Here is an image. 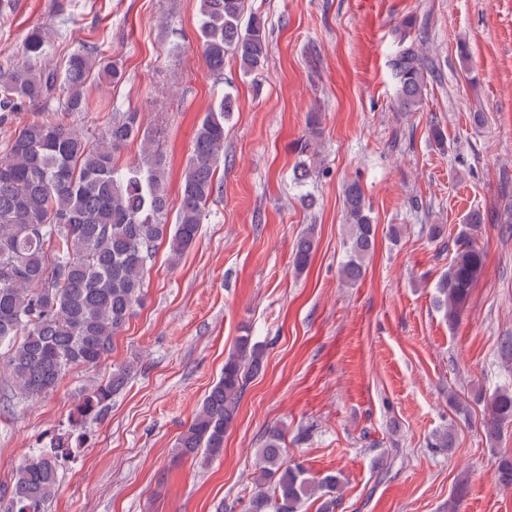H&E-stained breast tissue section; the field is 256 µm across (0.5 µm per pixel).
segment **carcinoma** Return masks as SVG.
Returning <instances> with one entry per match:
<instances>
[{
    "label": "carcinoma",
    "mask_w": 512,
    "mask_h": 512,
    "mask_svg": "<svg viewBox=\"0 0 512 512\" xmlns=\"http://www.w3.org/2000/svg\"><path fill=\"white\" fill-rule=\"evenodd\" d=\"M246 10V0H200L204 61L216 76L224 73L228 54L246 75L264 66L265 24L245 16ZM415 25L412 17L401 21L398 50L390 61L401 112L419 111L429 72L423 48L407 37ZM45 54V37L34 28L21 53L0 64V125L18 122L0 158V381L23 400L54 392L76 366L102 363L143 302L157 246L168 242V261L175 266L196 244L206 208L220 192L214 169L224 160V122L233 110L226 94L199 123L170 224L166 164L154 150L155 138L142 129L139 113H112L96 136L75 124L89 109L84 92L89 74L96 71L118 82L121 72L94 49L70 53L62 69L36 67ZM23 112L30 116L21 120ZM136 141L142 159L119 165L121 151ZM345 208L347 260L341 276L352 284L362 277L374 248L376 225L359 183L347 185ZM482 223L480 212L467 215L459 247L436 284L435 302L450 326L484 267V253L471 243ZM314 237L311 224L296 243L295 270L308 268ZM264 357L252 336L238 337L218 380L178 438L181 456L205 462L223 453L224 435ZM136 371L130 363L119 365L84 390L69 415V432L18 464L11 489L0 493V512H44L85 425L107 416L112 399ZM487 407L486 433L492 438L512 422V390L494 391ZM283 441V433L274 429L259 449L257 492L248 512H301L311 497L320 500L319 512H336L340 479L311 477L302 463L289 464Z\"/></svg>",
    "instance_id": "1"
}]
</instances>
